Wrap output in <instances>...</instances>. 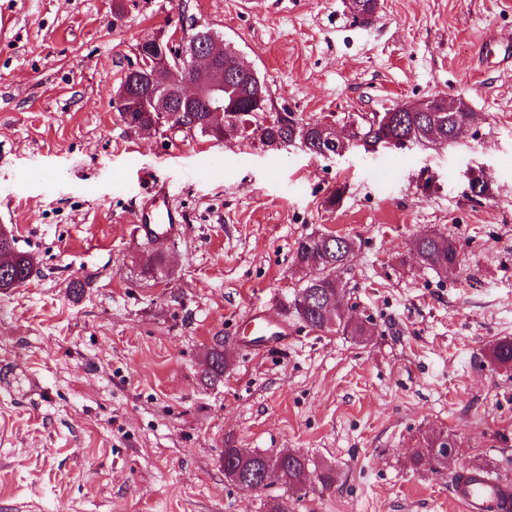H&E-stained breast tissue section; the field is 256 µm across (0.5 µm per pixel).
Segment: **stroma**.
<instances>
[{
    "label": "stroma",
    "instance_id": "35a3bbf8",
    "mask_svg": "<svg viewBox=\"0 0 512 512\" xmlns=\"http://www.w3.org/2000/svg\"><path fill=\"white\" fill-rule=\"evenodd\" d=\"M112 3L0 0V225L37 268L0 292V512H267L281 487L228 482L229 441L333 468L296 512H461L448 488L471 464L512 483V369L486 357L512 339V0H383L368 26L345 0H125L118 23ZM194 19L264 77L266 111L341 127L446 95L474 125L330 160L128 133L112 98L138 44ZM155 185L185 222L146 277L128 219ZM435 231L456 271L418 265ZM327 232L357 242L339 276L366 342L288 312L295 243ZM257 305L286 340L248 330ZM216 343L229 368L210 386ZM439 431L452 459L411 467ZM202 379L207 385H215L224 378V371L227 368V360L224 358V351L218 345L206 349L202 359Z\"/></svg>",
    "mask_w": 512,
    "mask_h": 512
}]
</instances>
